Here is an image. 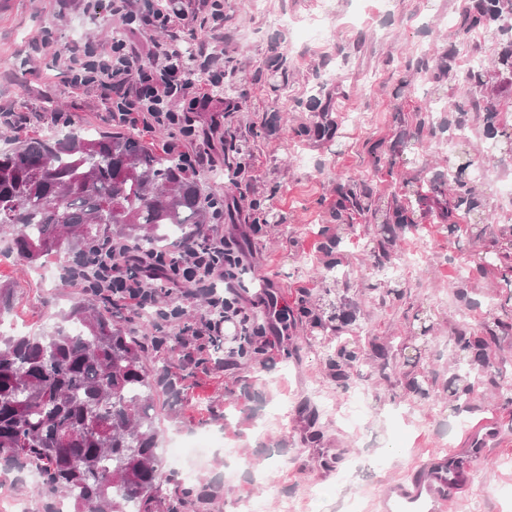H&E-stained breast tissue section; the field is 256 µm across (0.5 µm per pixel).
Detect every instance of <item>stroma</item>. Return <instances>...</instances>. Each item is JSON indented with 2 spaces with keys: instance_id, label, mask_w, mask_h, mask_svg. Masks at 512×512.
<instances>
[{
  "instance_id": "obj_1",
  "label": "stroma",
  "mask_w": 512,
  "mask_h": 512,
  "mask_svg": "<svg viewBox=\"0 0 512 512\" xmlns=\"http://www.w3.org/2000/svg\"><path fill=\"white\" fill-rule=\"evenodd\" d=\"M213 0H180L183 20L165 29L132 34L147 48L153 41L191 43L211 26ZM224 31L210 44L214 66L246 96L240 112L224 109L214 97L194 112L196 141L212 142L211 163L197 176L203 194L220 193L232 223L246 224L255 201H267L280 216L247 245L248 269L257 285L243 289L255 315L273 322L275 309L259 306L272 290L288 311L283 331L263 337L253 359L231 370L211 363L195 369L184 395L163 411L158 448L205 429L223 436L236 456L228 475L223 452L205 459L194 485L220 481L223 495L210 512H234V503L252 498L257 512H337L361 500L373 512L375 500L432 455L461 456L468 427L494 425L498 436L485 458L473 465L470 481L448 500V512H512V332L501 336L491 361L502 376L484 386L467 416L450 397L455 377L471 355L456 345V330L480 329L494 319H512V280L500 270L484 279H461L457 269L473 268L492 245L472 225L449 232L435 219V203L416 212L418 229L388 232L384 224L354 219L337 223L332 206L340 184L369 186L381 209L403 200L405 185L444 181L466 153L486 176L477 192L494 228L512 225V198L501 185L512 181V154H488L482 115L465 101L466 72L456 24L474 0H266L264 14L250 0H220ZM298 17L283 29L271 24L280 14ZM117 25L109 0H0V149L9 143L60 130L112 129V81L102 79L74 93L52 51H36L34 39L48 33L58 46L80 52L86 44L110 47ZM485 58L483 85L471 86L478 99L498 109L497 132L512 134V88L496 77L505 37L477 27L467 34ZM455 54L450 75L439 76L442 56ZM288 59V79L269 73L278 56ZM442 100L436 122L461 123L469 134L462 152L448 148V136L418 132L416 114ZM308 125L310 133L296 130ZM235 133L254 159L243 184L224 180V134ZM345 238L344 272L326 269L325 235ZM392 237L397 278L382 276L370 251ZM0 286L12 297L8 320L24 332L49 331L60 311L81 296L61 276L0 255ZM468 292L460 303L456 289ZM321 318L311 327L299 314L302 300ZM365 354L348 386L336 384L325 352L335 343L333 326ZM388 344L394 357L379 369L368 354L372 343ZM426 375L428 396L410 392L407 377ZM366 390L362 429L348 428L340 415L355 388ZM288 414L279 423L277 411Z\"/></svg>"
}]
</instances>
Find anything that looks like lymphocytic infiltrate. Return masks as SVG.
<instances>
[{"mask_svg": "<svg viewBox=\"0 0 512 512\" xmlns=\"http://www.w3.org/2000/svg\"><path fill=\"white\" fill-rule=\"evenodd\" d=\"M112 16L141 30L168 27L172 15L156 0H112ZM200 64L193 71L181 69L180 48L172 42H151L147 50L126 39L113 41L110 49L88 45L83 52H60L59 58L71 74L73 88L81 89L109 77L116 91L112 102L114 122L157 133L178 129L181 138L167 142V149L181 151L183 140L192 138L195 127L191 111L206 107L212 90L224 80V71L209 65V44L196 43ZM183 100L186 111L178 112L173 101ZM246 262L245 248L240 237L221 233L209 225L206 242L195 247L189 256H174L162 262L141 260L130 246L113 245L112 274L108 287L112 301L128 310L152 307L156 323L164 327L178 319L176 306H160L155 289H165L167 295L191 289L203 296L208 309L200 317L192 339L183 349L184 360L209 348L212 339L223 337L225 325H232L237 336H266L268 324L255 322L249 308L238 294L236 271Z\"/></svg>", "mask_w": 512, "mask_h": 512, "instance_id": "1", "label": "lymphocytic infiltrate"}]
</instances>
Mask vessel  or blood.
I'll return each mask as SVG.
<instances>
[{
    "instance_id": "1",
    "label": "vessel or blood",
    "mask_w": 512,
    "mask_h": 512,
    "mask_svg": "<svg viewBox=\"0 0 512 512\" xmlns=\"http://www.w3.org/2000/svg\"><path fill=\"white\" fill-rule=\"evenodd\" d=\"M463 479V471L447 459L431 460L381 497L382 512H447L448 498Z\"/></svg>"
}]
</instances>
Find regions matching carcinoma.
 <instances>
[{
	"label": "carcinoma",
	"instance_id": "1",
	"mask_svg": "<svg viewBox=\"0 0 512 512\" xmlns=\"http://www.w3.org/2000/svg\"><path fill=\"white\" fill-rule=\"evenodd\" d=\"M512 0H475L460 25L494 27L502 36L512 31ZM239 147L224 144V178L237 182L231 158ZM129 170L130 176L121 172ZM452 196L439 206L438 218L451 228L482 214L472 181L448 171ZM444 195L436 181L416 201L397 204L386 213L395 224L417 227L413 203ZM368 186H336V219L367 213ZM208 201L198 184L186 177L171 152H155L119 131L86 137L68 133L28 139L0 152V254L8 253L26 267L49 255L74 258L64 266L66 280L90 279L96 266L84 250L122 238L142 257L187 254L205 241ZM343 238L323 243L327 268L339 269ZM512 255L484 256L473 268L485 274L495 264L512 271ZM139 335L109 298L102 305L75 302L61 322L41 336L0 333V465L21 472L36 470L41 478L32 493L47 501L46 512H58L60 499L71 512H207L221 485L196 489L163 473L156 438L160 412L173 408L193 372L174 373L165 360L148 364L147 330L154 309L137 312ZM509 329L499 321L475 335L457 331L461 348L477 357ZM189 340L186 329L166 336L167 354L178 358ZM360 362L349 340L336 337L327 364L339 384Z\"/></svg>",
	"mask_w": 512,
	"mask_h": 512
}]
</instances>
